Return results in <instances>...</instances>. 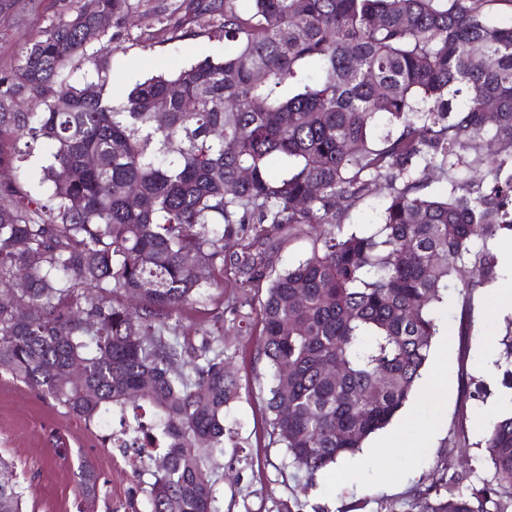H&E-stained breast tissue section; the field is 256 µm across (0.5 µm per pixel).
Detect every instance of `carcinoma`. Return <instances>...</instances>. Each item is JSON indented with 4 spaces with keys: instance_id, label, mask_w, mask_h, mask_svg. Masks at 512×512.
I'll list each match as a JSON object with an SVG mask.
<instances>
[{
    "instance_id": "cac0c4a2",
    "label": "carcinoma",
    "mask_w": 512,
    "mask_h": 512,
    "mask_svg": "<svg viewBox=\"0 0 512 512\" xmlns=\"http://www.w3.org/2000/svg\"><path fill=\"white\" fill-rule=\"evenodd\" d=\"M484 2L251 0L242 13L211 0L224 58L137 81L116 106L87 49L129 0H84L21 52L26 82L0 76V176L49 148L37 178L0 179V369L86 423L150 406L166 448L148 467L150 512H221L204 455L224 452L240 387L214 332L177 339L219 266L238 276L231 311L258 306L271 434L305 479L414 398L448 281L468 265L467 287L482 286L489 242L512 232V23ZM77 57L92 72L69 81ZM25 97L43 111H19ZM383 118L394 131L373 142ZM431 171L448 184L440 198ZM379 180L374 231L329 233L275 270L265 226L287 238L341 224ZM483 443L494 482L426 489L412 512H512V409ZM21 502L0 458V512Z\"/></svg>"
}]
</instances>
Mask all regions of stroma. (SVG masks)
<instances>
[{"label": "stroma", "mask_w": 512, "mask_h": 512, "mask_svg": "<svg viewBox=\"0 0 512 512\" xmlns=\"http://www.w3.org/2000/svg\"><path fill=\"white\" fill-rule=\"evenodd\" d=\"M183 2L131 0L127 17L112 20L108 37L91 46V54L109 64L106 92L113 101L138 79L223 57L218 33L173 39ZM78 5L79 0H0V73H11L21 51L68 20ZM491 249L497 280L470 290V271L462 269L436 311L441 334L433 339L417 385L441 389L440 416L427 403L411 401L362 450L310 482L289 466L281 444L269 435L268 367L259 357L263 337L256 310L241 308L250 322L245 332L225 321L224 355L241 394L226 411L232 446L205 460L221 512H344L350 506L356 512H407L413 496L428 487L449 496L491 482L481 444L484 428L512 403V383L496 366L501 341L512 331V310L497 308L501 282L512 279V233ZM214 277L217 287L206 290L200 311L185 320L180 341L203 327L205 311L230 304L234 270H216ZM109 418L106 427L75 419L0 372V456L21 483L25 512H148L146 461L111 445L109 433L119 430L122 415L116 411ZM85 468L97 477L94 490H87L81 476Z\"/></svg>", "instance_id": "1"}]
</instances>
